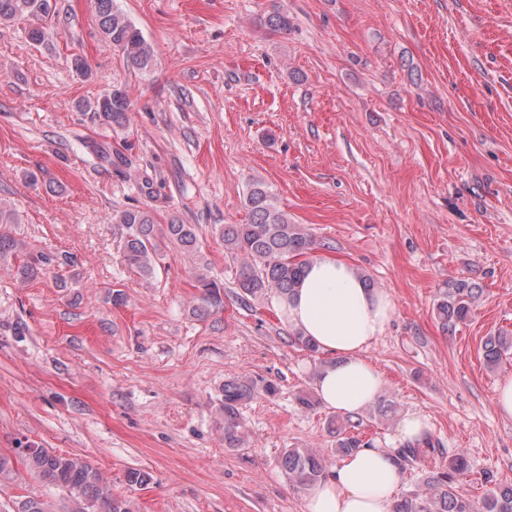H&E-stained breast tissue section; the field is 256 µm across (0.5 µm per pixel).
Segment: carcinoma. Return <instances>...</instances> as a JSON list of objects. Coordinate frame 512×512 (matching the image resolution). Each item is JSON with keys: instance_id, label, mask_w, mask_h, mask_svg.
Masks as SVG:
<instances>
[{"instance_id": "obj_1", "label": "carcinoma", "mask_w": 512, "mask_h": 512, "mask_svg": "<svg viewBox=\"0 0 512 512\" xmlns=\"http://www.w3.org/2000/svg\"><path fill=\"white\" fill-rule=\"evenodd\" d=\"M98 27L104 38L121 53L127 67L143 75L155 65V50L135 23L116 5V0H90ZM50 0H0V22L26 20L28 38L45 41L48 20L52 19ZM263 25L273 33H286L290 28L288 15L274 10ZM83 115L92 123L112 129L128 122L130 99L123 86L82 102ZM247 220L244 224H226L220 229L224 250L240 259L236 288L245 302L263 303L283 299L292 293L303 275L305 266L314 259L320 247L302 225L295 224L280 208L270 187L253 182L245 196ZM114 223L125 230L124 253L127 264L139 275L151 278L156 260L165 250L175 248L194 262L195 278L202 290L201 300L210 307L223 304L219 286L207 276L208 261L202 246L198 225L185 224L172 218L166 224L158 221L147 207L128 208L117 212ZM18 223L15 211L7 203L0 204V259L16 248L12 225ZM74 263L71 255L40 253L18 266L16 274L24 279L38 276L45 268L59 269ZM480 289L460 281L438 302L442 329L451 332L466 320L479 297ZM512 354V335L489 336L483 344L486 366L495 370L503 357ZM272 394L273 384L258 388L250 379L238 377L224 382L220 412L224 417V446L240 448L245 442L241 430L242 406L260 392ZM361 422L339 415L329 417L327 430L336 437L332 454L348 456L358 448L372 443L363 440L354 430ZM441 453L428 437L421 443L399 450L400 466L405 470L418 460ZM22 464L28 475L67 492L54 503L35 496L21 495L12 501V512H132L129 501L112 494V486L103 474L86 461L48 448H33L23 455ZM282 466L289 481L300 489L313 486L331 470L329 458L309 448H289L282 456ZM468 469L466 457L454 454L448 462L435 468L424 481L420 493L398 499L391 512H512V486H496L475 501L455 489L458 477Z\"/></svg>"}]
</instances>
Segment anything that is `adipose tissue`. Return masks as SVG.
I'll return each instance as SVG.
<instances>
[{
    "label": "adipose tissue",
    "mask_w": 512,
    "mask_h": 512,
    "mask_svg": "<svg viewBox=\"0 0 512 512\" xmlns=\"http://www.w3.org/2000/svg\"><path fill=\"white\" fill-rule=\"evenodd\" d=\"M278 313L330 356L316 381L327 409L353 414L376 401L383 382L364 354L383 336L394 314L388 292L367 287L351 264L320 258L279 302ZM401 479L396 449L366 446L308 488L305 509L390 512Z\"/></svg>",
    "instance_id": "1"
}]
</instances>
